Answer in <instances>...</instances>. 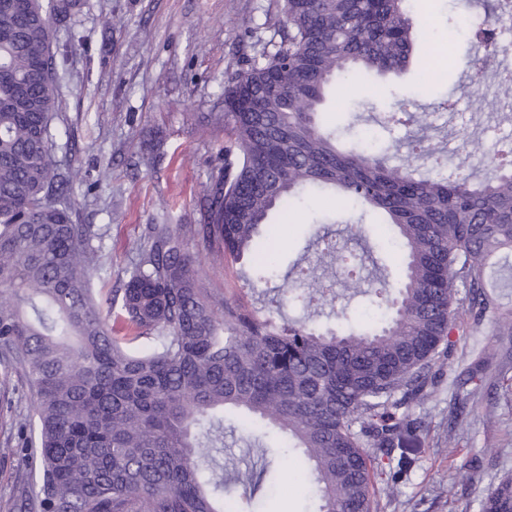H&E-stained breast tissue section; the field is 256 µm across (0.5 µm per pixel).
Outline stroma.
<instances>
[{"mask_svg": "<svg viewBox=\"0 0 512 512\" xmlns=\"http://www.w3.org/2000/svg\"><path fill=\"white\" fill-rule=\"evenodd\" d=\"M462 11L460 0H412V15L424 20L433 57L443 66L440 79L429 81L427 74L411 69L376 80L373 90L351 98L347 113L326 103V124L346 140L369 135L377 144L404 143L413 127L382 129L383 112L407 104L429 112L448 95L468 123L434 118L427 145L463 173H488L496 139H480L476 152L469 141L479 138L484 124L496 127L497 138L512 139V114L497 111L496 88L472 85L469 56L448 48L460 40L454 23ZM281 24L280 0H83L68 31L76 50L61 75L56 155L78 174L75 221L101 233L92 284L102 297L123 286L147 225L200 223L202 187L211 170L224 163V126L213 119L224 109V76L244 67L257 40L277 38ZM104 172L109 175L105 181L100 178ZM318 219L328 220L333 238L353 256L362 277L385 273L396 278L400 259L390 232L361 221L359 212L337 213L326 196L272 213L280 248L270 262L283 272L301 260L316 268L332 266L334 307L346 310L356 324H366L374 307L345 288L336 254L311 239ZM183 244L212 299L237 300L270 318L280 314L317 326L330 322L326 309L306 310L294 303L277 307L280 280L258 279L250 259L231 264L198 239L188 237ZM475 360L485 387L471 399L464 420L449 428L456 376ZM442 372L439 391L414 410L421 427L405 441L413 450V466L391 496L381 497V512H480L481 499L512 478V334L484 322L477 335L458 342ZM30 415L26 376L17 370L0 392V512H8L14 491L34 473V462L16 449L19 425ZM253 441L234 413H227L224 474L234 481L229 497L252 490L235 477L238 471L260 468ZM317 508L289 462L281 464L260 503V512Z\"/></svg>", "mask_w": 512, "mask_h": 512, "instance_id": "stroma-1", "label": "stroma"}]
</instances>
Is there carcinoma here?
<instances>
[{"label": "carcinoma", "mask_w": 512, "mask_h": 512, "mask_svg": "<svg viewBox=\"0 0 512 512\" xmlns=\"http://www.w3.org/2000/svg\"><path fill=\"white\" fill-rule=\"evenodd\" d=\"M407 0H282L279 40L224 81L225 152L204 185L198 224H151L124 287L119 324L92 288V224L73 221L76 172L54 154L59 71L71 45L54 41L82 0H0V374L24 372L38 479L10 512H254L224 499L213 451L224 413L274 430L301 459L318 512H377L410 464L412 411L438 388L434 366L454 336L491 315L512 331V165L482 180L431 172L423 140L391 162L384 146L341 149L322 119L329 94L348 100L373 78L425 70L427 40ZM480 74L499 53L473 46ZM428 123L392 111L384 126ZM334 193L391 226L403 248L394 289L355 293L389 310L379 326L341 332L277 327L198 283L189 235L233 262L248 253L270 273L271 213L303 194ZM512 512V479L482 501Z\"/></svg>", "instance_id": "obj_1"}]
</instances>
